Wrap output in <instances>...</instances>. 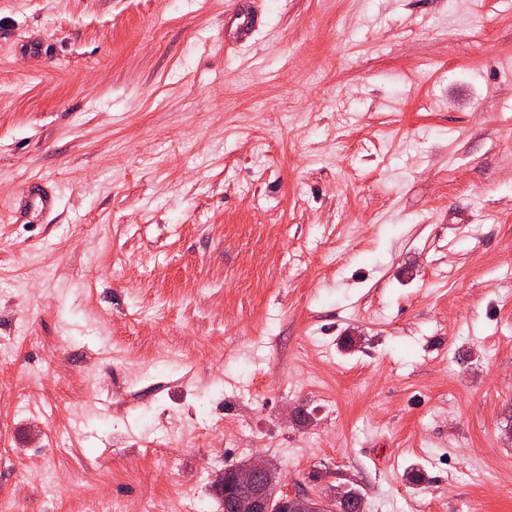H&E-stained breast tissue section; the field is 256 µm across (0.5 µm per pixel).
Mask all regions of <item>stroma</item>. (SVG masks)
Wrapping results in <instances>:
<instances>
[{
	"label": "stroma",
	"mask_w": 512,
	"mask_h": 512,
	"mask_svg": "<svg viewBox=\"0 0 512 512\" xmlns=\"http://www.w3.org/2000/svg\"><path fill=\"white\" fill-rule=\"evenodd\" d=\"M19 327L15 512H165L175 485L219 512L258 454L369 512H512V0H0ZM161 343L184 362L153 366Z\"/></svg>",
	"instance_id": "stroma-1"
}]
</instances>
